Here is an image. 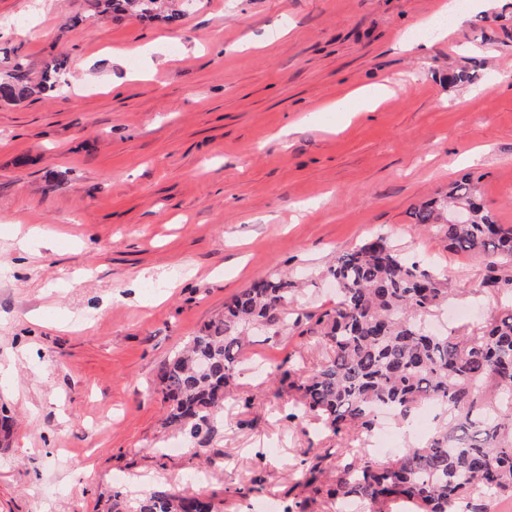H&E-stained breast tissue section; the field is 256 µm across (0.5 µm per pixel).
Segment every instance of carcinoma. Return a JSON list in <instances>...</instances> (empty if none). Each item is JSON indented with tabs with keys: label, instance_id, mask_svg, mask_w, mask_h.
<instances>
[{
	"label": "carcinoma",
	"instance_id": "cac0c4a2",
	"mask_svg": "<svg viewBox=\"0 0 512 512\" xmlns=\"http://www.w3.org/2000/svg\"><path fill=\"white\" fill-rule=\"evenodd\" d=\"M95 15L120 20L128 13L157 15L158 0H89ZM69 66L59 54L35 78L16 63L0 73V104L61 87ZM414 223L434 229L457 252L487 259L483 293H512V226L496 223L477 202L467 179L424 201L411 212ZM338 290L336 306L322 312L306 332L328 348L319 366L301 373L270 368L289 379L300 412L338 435H369L388 411L402 422L424 405L439 409L428 438L383 464L365 448H338L334 471L316 455L302 469L316 494L333 501L358 500L369 512H489L490 502L512 497V299L479 326L441 335L429 317L448 301V281L408 260L386 238L344 252L327 268ZM296 282L270 275L224 303V312L158 369L166 421L205 439L224 412L236 378L235 352L247 333L273 336L288 329L287 306ZM110 512H216L211 498L159 488L137 506L116 490Z\"/></svg>",
	"mask_w": 512,
	"mask_h": 512
}]
</instances>
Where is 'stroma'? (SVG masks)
<instances>
[{
	"mask_svg": "<svg viewBox=\"0 0 512 512\" xmlns=\"http://www.w3.org/2000/svg\"><path fill=\"white\" fill-rule=\"evenodd\" d=\"M443 2L166 0L169 23L0 0V70L84 62L64 89L0 105V407L14 419L0 512H106L136 482L204 493L218 512L309 496L304 459L372 442L294 417L265 367L326 358L305 333L336 304L321 273L376 235L447 274L439 327L495 308L473 297L485 258L410 218L470 179L512 225V0H468L440 28ZM387 81L375 111L325 109ZM282 272L301 284L290 324L250 335L195 453L165 421L158 368L226 300Z\"/></svg>",
	"mask_w": 512,
	"mask_h": 512,
	"instance_id": "obj_1",
	"label": "stroma"
}]
</instances>
